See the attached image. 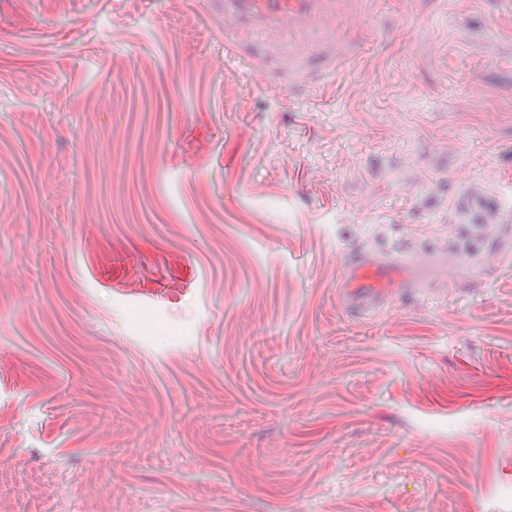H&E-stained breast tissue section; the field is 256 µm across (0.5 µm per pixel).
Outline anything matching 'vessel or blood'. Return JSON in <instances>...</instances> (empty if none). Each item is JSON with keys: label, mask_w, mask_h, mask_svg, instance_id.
<instances>
[{"label": "vessel or blood", "mask_w": 512, "mask_h": 512, "mask_svg": "<svg viewBox=\"0 0 512 512\" xmlns=\"http://www.w3.org/2000/svg\"><path fill=\"white\" fill-rule=\"evenodd\" d=\"M330 0H224V28L237 24L291 29L314 22ZM458 222L470 249L482 246V226L489 215H500L503 223L512 222V210L504 209L498 195L482 185L465 187L457 201ZM423 267L409 253L383 251L361 253L344 263L339 288L354 304L382 303L396 298L405 289L417 287Z\"/></svg>", "instance_id": "1"}]
</instances>
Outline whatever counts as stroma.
<instances>
[{"label":"stroma","mask_w":512,"mask_h":512,"mask_svg":"<svg viewBox=\"0 0 512 512\" xmlns=\"http://www.w3.org/2000/svg\"><path fill=\"white\" fill-rule=\"evenodd\" d=\"M224 40L223 0H0V512H512V223L453 236L467 184L512 207V0ZM390 243L450 252L345 306ZM423 269L419 259L409 253H360L344 263L337 288H342L352 303L367 307V300L379 304L395 299L405 288L419 286Z\"/></svg>","instance_id":"obj_1"}]
</instances>
